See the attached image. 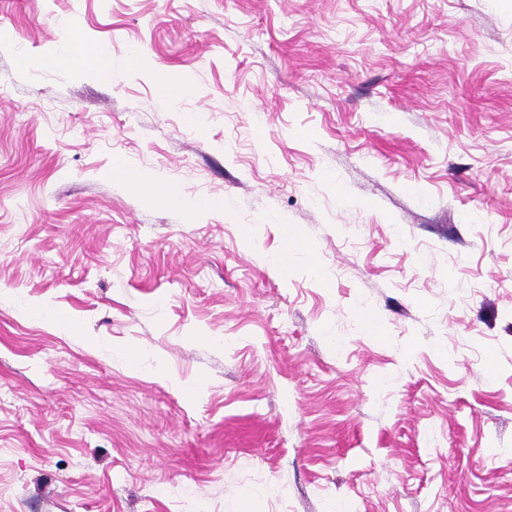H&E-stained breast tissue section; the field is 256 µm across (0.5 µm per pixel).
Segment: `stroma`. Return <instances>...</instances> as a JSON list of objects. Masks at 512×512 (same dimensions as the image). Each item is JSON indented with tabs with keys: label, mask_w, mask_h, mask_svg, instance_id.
Here are the masks:
<instances>
[{
	"label": "stroma",
	"mask_w": 512,
	"mask_h": 512,
	"mask_svg": "<svg viewBox=\"0 0 512 512\" xmlns=\"http://www.w3.org/2000/svg\"><path fill=\"white\" fill-rule=\"evenodd\" d=\"M335 506L512 512V0H0V512ZM67 38L64 48L44 56L38 66L69 67L79 66L93 69L100 65L102 59L96 49L85 44L70 29L65 28ZM119 174L126 180L130 187L143 192L152 193L156 189V177L152 174L136 171L128 166H121Z\"/></svg>",
	"instance_id": "1"
}]
</instances>
